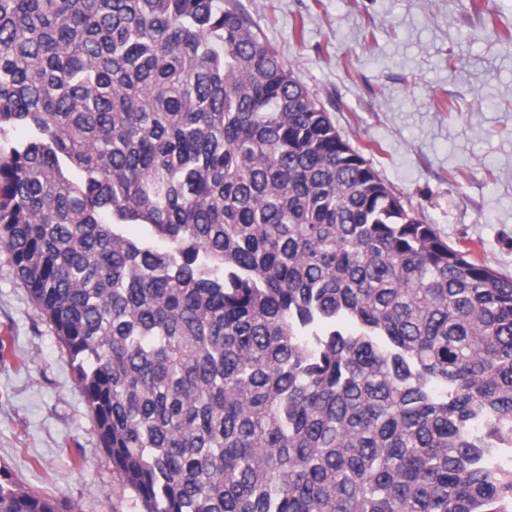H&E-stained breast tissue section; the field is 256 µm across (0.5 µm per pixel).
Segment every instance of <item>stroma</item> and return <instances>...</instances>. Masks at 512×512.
<instances>
[{
	"label": "stroma",
	"mask_w": 512,
	"mask_h": 512,
	"mask_svg": "<svg viewBox=\"0 0 512 512\" xmlns=\"http://www.w3.org/2000/svg\"><path fill=\"white\" fill-rule=\"evenodd\" d=\"M240 3L405 207L512 278V0ZM0 467L77 512H143L1 251Z\"/></svg>",
	"instance_id": "35a3bbf8"
}]
</instances>
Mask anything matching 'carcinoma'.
<instances>
[{
  "label": "carcinoma",
  "instance_id": "cac0c4a2",
  "mask_svg": "<svg viewBox=\"0 0 512 512\" xmlns=\"http://www.w3.org/2000/svg\"><path fill=\"white\" fill-rule=\"evenodd\" d=\"M0 250L143 512H512V279L237 0H0Z\"/></svg>",
  "mask_w": 512,
  "mask_h": 512
}]
</instances>
